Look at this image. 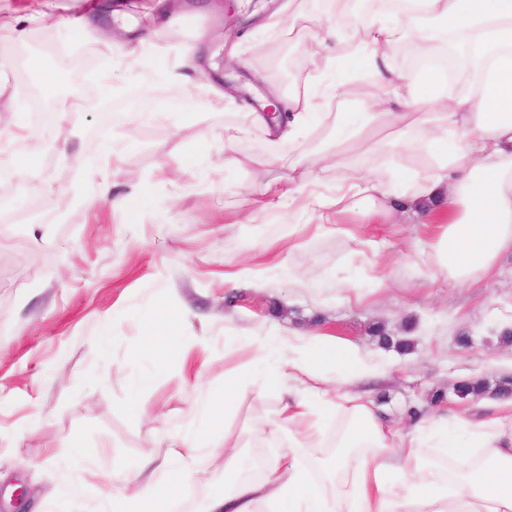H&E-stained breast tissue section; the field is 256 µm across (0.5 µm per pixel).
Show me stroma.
<instances>
[{
  "mask_svg": "<svg viewBox=\"0 0 512 512\" xmlns=\"http://www.w3.org/2000/svg\"><path fill=\"white\" fill-rule=\"evenodd\" d=\"M131 22L127 44L139 55L129 66L113 54L97 21L87 32L50 29L55 45L82 62L67 90L87 103L72 117L69 147L50 142L30 149L10 141L8 155L41 164V187L19 184L0 198L25 210L0 225V512H95L103 474L134 468L145 453L166 457L175 434L201 438L230 430L248 469L260 432L275 420L277 392L252 363V346L269 334L317 329L359 345L387 378L375 394L396 425L468 411L460 384L512 378V256L500 258L489 280L454 288L415 252L434 231L423 216L391 211L379 224L356 212L337 223H309L296 205L252 212L251 198L268 197L269 178L254 160L269 154L316 158L321 191L336 183L329 137L333 118L321 114L303 145L276 141L253 128L234 151L224 149L225 127L245 122L241 105L228 104L199 80L172 82L167 70L187 45L202 67L219 66L217 83L263 77L285 90L309 80L317 65L304 52L318 21L332 15L327 0H291L276 26H261L224 8L220 0H190L166 15L145 16L144 0H111ZM26 0H0V131L15 108L31 124L36 82L14 79L11 62L31 45L38 27L20 31ZM148 97L151 111L136 125H112L105 141L127 144L120 162L90 140L101 122L102 89ZM200 90L204 109L178 106L184 89ZM208 156L184 166L200 144ZM130 193V212L85 196L101 179ZM48 245L47 264L22 263L25 249ZM255 279L229 285L242 268ZM189 317L173 343L185 356L165 364L140 350L144 317L159 300ZM110 339L98 345L102 325ZM390 344H383L382 336ZM247 376L248 393L233 414L224 412V385ZM148 386H140L142 377ZM212 394V414L197 403ZM81 435L90 461L74 470L65 439ZM225 488L223 469L200 466L190 484L170 473L159 495L174 512H203Z\"/></svg>",
  "mask_w": 512,
  "mask_h": 512,
  "instance_id": "35a3bbf8",
  "label": "stroma"
}]
</instances>
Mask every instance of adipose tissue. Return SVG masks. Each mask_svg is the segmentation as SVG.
Returning <instances> with one entry per match:
<instances>
[{"label":"adipose tissue","mask_w":512,"mask_h":512,"mask_svg":"<svg viewBox=\"0 0 512 512\" xmlns=\"http://www.w3.org/2000/svg\"><path fill=\"white\" fill-rule=\"evenodd\" d=\"M352 28L341 20L318 26L312 54L333 41L345 50L343 64L317 71L286 96L285 117L267 112L272 100L283 97L280 92L243 84L257 104L248 114L250 125L294 144L314 123L318 98L342 99L343 76L365 70L379 89L370 111L357 107L336 115L333 134L342 166L335 196L314 195V164L293 159L277 196L301 202L321 224L355 209L372 224L405 191L410 208L436 223L424 244L431 267L455 287H475L502 255L512 253V0H403L399 7L379 0L360 40L352 39ZM452 36L466 74L455 94H448L447 76L438 67L406 74L390 63L389 51L399 43H413L422 54ZM382 126L396 133L387 143L394 160L370 173L361 161L370 135ZM186 317L163 300L147 315L142 347L158 363L182 357L169 337ZM254 362L280 400L278 419L260 438L281 451L266 460L259 478L226 471L228 488L211 496L204 512H258L261 503L269 512H512V397L476 399L475 408L484 412L476 421L459 413L455 424L406 431L388 423L360 393L382 370L352 343L317 334L269 336L258 344ZM338 380L355 386V393L331 396L329 387ZM324 411L341 414L344 422L336 452L311 472L296 443L282 437H293ZM232 441L229 433L216 436L205 448L185 434L167 462L145 454L136 470L105 478L100 512H114L120 503L159 512L156 487L168 470L190 478L201 460L219 464V447ZM430 441L443 448L447 466L421 455Z\"/></svg>","instance_id":"adipose-tissue-1"}]
</instances>
